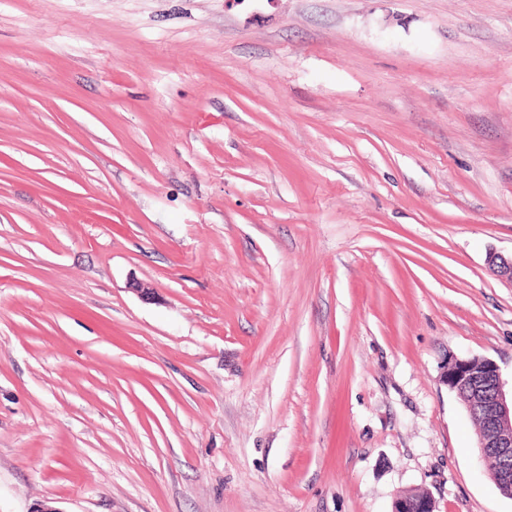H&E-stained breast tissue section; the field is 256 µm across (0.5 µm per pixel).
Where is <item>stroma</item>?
Listing matches in <instances>:
<instances>
[{
  "mask_svg": "<svg viewBox=\"0 0 512 512\" xmlns=\"http://www.w3.org/2000/svg\"><path fill=\"white\" fill-rule=\"evenodd\" d=\"M493 252L512 0H0V512H512ZM446 381L469 408L483 411L479 459L501 493L512 497V392L508 401L498 366L487 358H451ZM392 512H435V505L425 491L401 493L393 500Z\"/></svg>",
  "mask_w": 512,
  "mask_h": 512,
  "instance_id": "35a3bbf8",
  "label": "stroma"
}]
</instances>
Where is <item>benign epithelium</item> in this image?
I'll use <instances>...</instances> for the list:
<instances>
[{"label":"benign epithelium","mask_w":512,"mask_h":512,"mask_svg":"<svg viewBox=\"0 0 512 512\" xmlns=\"http://www.w3.org/2000/svg\"><path fill=\"white\" fill-rule=\"evenodd\" d=\"M489 263L512 284V257L494 254ZM446 381L467 405L476 404L483 411L479 459L501 493L512 497V400H507L498 366L487 358H452ZM392 512H435V505L425 491L401 493L393 500Z\"/></svg>","instance_id":"benign-epithelium-1"}]
</instances>
